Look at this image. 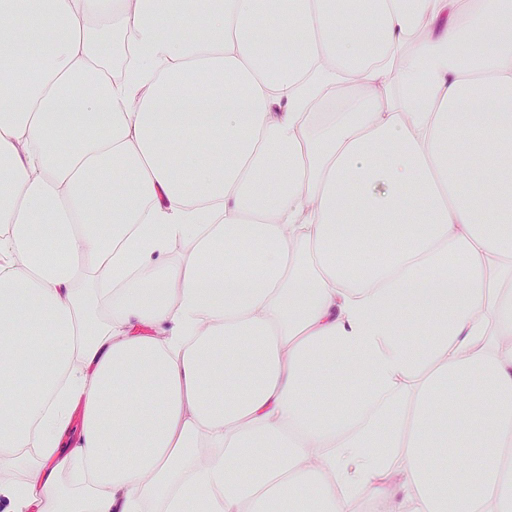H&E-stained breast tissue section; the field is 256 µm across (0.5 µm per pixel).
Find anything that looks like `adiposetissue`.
Instances as JSON below:
<instances>
[{
    "mask_svg": "<svg viewBox=\"0 0 512 512\" xmlns=\"http://www.w3.org/2000/svg\"><path fill=\"white\" fill-rule=\"evenodd\" d=\"M33 457L14 512H512V0H0Z\"/></svg>",
    "mask_w": 512,
    "mask_h": 512,
    "instance_id": "ef3b65f1",
    "label": "adipose tissue"
}]
</instances>
